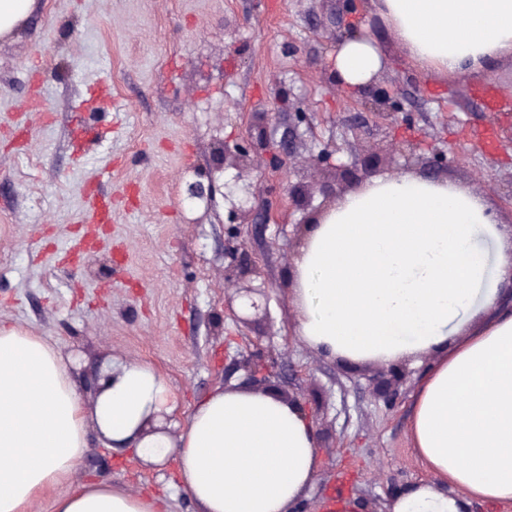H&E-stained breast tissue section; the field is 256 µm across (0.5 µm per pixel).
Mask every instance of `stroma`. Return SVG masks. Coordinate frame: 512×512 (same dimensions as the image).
I'll return each instance as SVG.
<instances>
[{
	"label": "stroma",
	"instance_id": "stroma-1",
	"mask_svg": "<svg viewBox=\"0 0 512 512\" xmlns=\"http://www.w3.org/2000/svg\"><path fill=\"white\" fill-rule=\"evenodd\" d=\"M360 28L386 59L379 86L400 101L394 123L360 93L333 90L335 31ZM303 101L311 128L290 145L295 176L313 175L312 155L360 168L387 140L458 148L463 162L442 175L477 189L476 178L512 184V127L474 95L475 81L420 76L376 13L360 17L339 0H37L0 37V322L31 329L78 356L89 375L99 361L142 360L169 382L184 424L194 403L223 384L245 386L237 362L261 349L279 385L320 408L324 447L307 495L313 507L336 489L388 512L393 496L429 475L408 432L421 362L405 359L394 406L375 397L371 363L322 357L295 330L290 289L303 237L299 213L232 225L234 170L213 171L202 198L189 194L213 170L218 144L241 139L260 106L273 113L271 151L293 123L277 84ZM117 105L90 109L102 88ZM39 96L47 109H28ZM112 200V222L91 231L85 199ZM244 245L260 276L226 285L224 269ZM264 288L255 322H237L241 288ZM175 459L144 469L127 448L91 441L77 476L108 478L166 497L169 512H196Z\"/></svg>",
	"mask_w": 512,
	"mask_h": 512
}]
</instances>
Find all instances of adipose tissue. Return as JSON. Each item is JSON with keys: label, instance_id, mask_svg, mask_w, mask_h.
Listing matches in <instances>:
<instances>
[{"label": "adipose tissue", "instance_id": "obj_1", "mask_svg": "<svg viewBox=\"0 0 512 512\" xmlns=\"http://www.w3.org/2000/svg\"><path fill=\"white\" fill-rule=\"evenodd\" d=\"M410 63L464 79L512 59V0H375ZM384 67L368 37L333 69L363 88ZM497 246L488 265L481 245ZM297 331L312 348L390 365L431 356L412 395V448L431 479L392 512H470L512 503V229L487 196L406 170L337 197L296 262ZM179 402L148 363L113 364L94 402L55 344L0 323V512H167L165 498L74 473L96 435L145 462H177L199 512H291L318 473L303 407L272 392L216 387L177 434Z\"/></svg>", "mask_w": 512, "mask_h": 512}]
</instances>
